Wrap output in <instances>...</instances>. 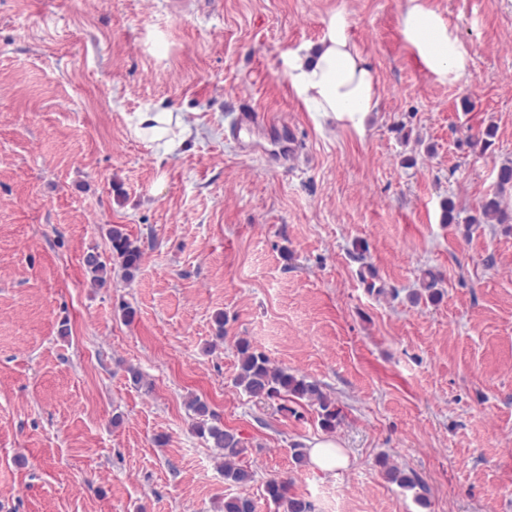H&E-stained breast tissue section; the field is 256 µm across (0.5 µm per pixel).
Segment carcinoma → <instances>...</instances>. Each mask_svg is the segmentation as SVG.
Listing matches in <instances>:
<instances>
[{
	"mask_svg": "<svg viewBox=\"0 0 512 512\" xmlns=\"http://www.w3.org/2000/svg\"><path fill=\"white\" fill-rule=\"evenodd\" d=\"M512 184V167H504L499 175V190L484 199L479 205V215L466 218V224H509L512 216L502 205L506 187ZM112 256L119 260L126 279L134 278L140 269L143 252L137 241L118 227L108 231ZM83 266L91 282L101 288L111 278L112 267L100 254L90 251L83 256ZM239 371L234 379L235 385L242 388L250 397L259 401L291 397L318 405L319 423L331 432L336 429L340 411L320 385L297 376L286 367L273 364L270 358L256 348L248 339L240 338L235 343ZM187 407L193 412L194 432L203 438L210 447L219 451L218 465L224 474V480L233 484H247L254 473L245 461L247 447L242 438L217 421L209 406L198 398L188 401ZM387 477L402 487L425 490L424 484L414 474H407L399 467L382 460ZM292 482L286 479L271 478L266 481L267 497L282 512H313V505L304 498L291 493ZM223 512H255L252 499L245 496L224 499Z\"/></svg>",
	"mask_w": 512,
	"mask_h": 512,
	"instance_id": "1",
	"label": "carcinoma"
}]
</instances>
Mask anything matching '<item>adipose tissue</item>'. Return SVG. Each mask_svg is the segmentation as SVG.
Segmentation results:
<instances>
[{
    "label": "adipose tissue",
    "mask_w": 512,
    "mask_h": 512,
    "mask_svg": "<svg viewBox=\"0 0 512 512\" xmlns=\"http://www.w3.org/2000/svg\"><path fill=\"white\" fill-rule=\"evenodd\" d=\"M402 35L434 74L453 80L467 68L469 54L448 24L423 0H407ZM288 77L307 111L359 125L376 109V78L352 43L343 13L331 15L319 41L288 53Z\"/></svg>",
    "instance_id": "adipose-tissue-1"
}]
</instances>
